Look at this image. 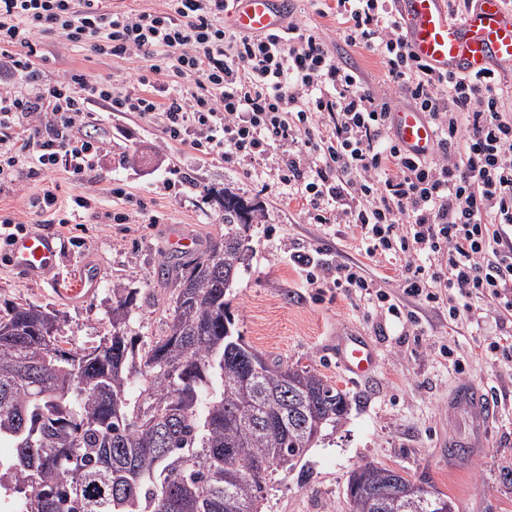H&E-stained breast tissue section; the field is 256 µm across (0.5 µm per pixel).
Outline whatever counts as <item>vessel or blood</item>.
Segmentation results:
<instances>
[{"label": "vessel or blood", "mask_w": 512, "mask_h": 512, "mask_svg": "<svg viewBox=\"0 0 512 512\" xmlns=\"http://www.w3.org/2000/svg\"><path fill=\"white\" fill-rule=\"evenodd\" d=\"M286 0H234L228 24L243 32L276 31L284 25ZM410 51L436 72L480 75L490 68H512V9L505 0H471L462 19L448 14L447 0H395ZM395 139L408 152L432 153L435 129L425 114L411 108L391 113ZM6 258L11 266L34 278L50 277L59 262L53 235L30 232L18 236ZM339 365L361 379L374 368L376 355L365 337L346 334L337 345ZM450 408L463 413L476 435H483L494 407L475 386L460 385Z\"/></svg>", "instance_id": "obj_1"}]
</instances>
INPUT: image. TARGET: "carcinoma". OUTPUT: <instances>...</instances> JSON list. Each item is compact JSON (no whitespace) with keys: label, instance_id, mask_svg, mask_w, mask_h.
Instances as JSON below:
<instances>
[{"label":"carcinoma","instance_id":"1","mask_svg":"<svg viewBox=\"0 0 512 512\" xmlns=\"http://www.w3.org/2000/svg\"><path fill=\"white\" fill-rule=\"evenodd\" d=\"M256 207L224 190V239L181 265L165 334L131 336L132 300L109 334L46 351L61 319L31 303L0 314V492L16 512H259L268 483L303 459L349 409L315 370L269 360L233 330L224 297L249 259L234 225ZM263 359L252 375L247 363ZM243 453L246 469L226 451ZM365 466L350 512H456L435 485L405 496Z\"/></svg>","mask_w":512,"mask_h":512}]
</instances>
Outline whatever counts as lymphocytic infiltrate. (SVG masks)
I'll list each match as a JSON object with an SVG mask.
<instances>
[{
    "label": "lymphocytic infiltrate",
    "instance_id": "1",
    "mask_svg": "<svg viewBox=\"0 0 512 512\" xmlns=\"http://www.w3.org/2000/svg\"><path fill=\"white\" fill-rule=\"evenodd\" d=\"M105 0H0V193L42 180L32 205L77 219L95 208L84 191L59 199L44 182L61 172L84 185L103 151L93 104L159 125L169 140L223 162L282 149L283 200H302L316 224L359 227L368 256L398 261L404 295L448 300V327L485 304L512 315V116L498 72H434L409 50L393 0H336L347 43L380 56L393 85L437 130L432 155L406 153L391 132L395 102L341 65L317 28L242 33L224 24L231 0H164L162 9L114 11ZM64 48L136 61L129 89L79 72L44 85L42 36ZM309 285L361 292L402 318L356 264L291 252ZM444 259L442 275L429 264Z\"/></svg>",
    "mask_w": 512,
    "mask_h": 512
}]
</instances>
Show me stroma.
Returning a JSON list of instances; mask_svg holds the SVG:
<instances>
[{
    "mask_svg": "<svg viewBox=\"0 0 512 512\" xmlns=\"http://www.w3.org/2000/svg\"><path fill=\"white\" fill-rule=\"evenodd\" d=\"M313 16L338 60L356 68L367 87L385 88L383 60L362 46L346 45L334 15ZM43 82L65 71L111 79L125 88L130 64L97 56L90 49L67 51L57 36L44 37L39 62ZM109 143L90 177L100 201L82 225L52 227L61 249L55 276L34 279L16 272L0 255V310L35 303L64 317L62 333L71 345L98 342L110 331L113 302L134 294L129 331L143 341L163 335L168 322L172 283L187 254L175 240L189 237L206 251L224 234L220 198L232 190L259 205L262 222L245 235L252 248L226 294L237 330L263 355L314 368L350 396L349 410L336 430H325L299 469L275 473L260 505L261 512H350L345 488L350 471L371 462L426 478L455 502L458 512H512V484L503 468L512 469V364L491 354L487 345L512 320L490 311L457 334L448 329V307H430L407 298L394 266L365 255L360 231L353 225L324 227L308 223L300 202L284 203L276 178L278 151L255 162L214 163L182 149L161 128L121 112H99ZM175 186L164 189L165 178ZM124 187L132 200L120 203L112 188ZM160 217L156 224H116L117 208L137 205ZM319 248L341 263L358 264L375 288L387 292L415 323L373 311L355 291L303 284L290 260L291 247ZM90 266L99 280L82 293V269ZM345 332L365 336L378 361L363 380L354 381L336 359V337ZM453 351L443 357L441 348ZM465 370L456 373L450 358ZM470 383L492 400L496 413L485 446L463 456L448 455L449 437L466 439L460 421L449 414L455 386Z\"/></svg>",
    "mask_w": 512,
    "mask_h": 512,
    "instance_id": "35a3bbf8",
    "label": "stroma"
}]
</instances>
